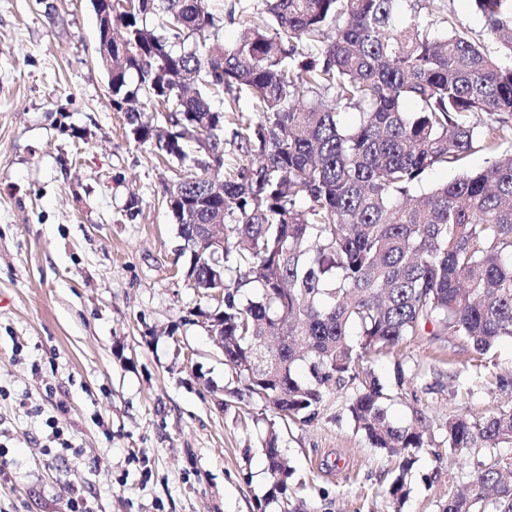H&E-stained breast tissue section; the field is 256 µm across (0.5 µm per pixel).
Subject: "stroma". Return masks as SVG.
I'll list each match as a JSON object with an SVG mask.
<instances>
[{
	"label": "stroma",
	"instance_id": "stroma-1",
	"mask_svg": "<svg viewBox=\"0 0 512 512\" xmlns=\"http://www.w3.org/2000/svg\"><path fill=\"white\" fill-rule=\"evenodd\" d=\"M90 0H0V512H280L263 441L275 431L309 512H440L465 460L419 452L398 471L331 394L308 424L239 403L209 332L216 302L175 276L181 240L163 202L175 171L114 111ZM137 217H130L131 205ZM423 367L413 394L398 371ZM389 419L492 415L512 372L452 336L374 357Z\"/></svg>",
	"mask_w": 512,
	"mask_h": 512
}]
</instances>
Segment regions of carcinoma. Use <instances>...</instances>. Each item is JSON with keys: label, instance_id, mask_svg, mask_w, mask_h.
<instances>
[{"label": "carcinoma", "instance_id": "1", "mask_svg": "<svg viewBox=\"0 0 512 512\" xmlns=\"http://www.w3.org/2000/svg\"><path fill=\"white\" fill-rule=\"evenodd\" d=\"M232 0L220 38L205 0H124L112 23V108L135 141L177 163L163 197L192 265L187 286L224 289L210 328L224 366L276 417L309 423L336 388L371 444L401 459L389 494L407 493L412 457L431 440L387 418L371 356L432 326L490 360L512 340V68L485 41L441 18L443 0ZM489 39L512 55V0H472ZM222 97L216 108L212 96ZM415 103L408 112L405 105ZM156 115L144 121L147 108ZM356 111L352 125L342 122ZM237 123L226 130V113ZM237 157L223 153L225 132ZM488 165L423 188L434 168ZM211 224L224 225V242ZM466 458L468 492L441 512H512V403L446 424ZM276 490L288 467L264 443Z\"/></svg>", "mask_w": 512, "mask_h": 512}]
</instances>
